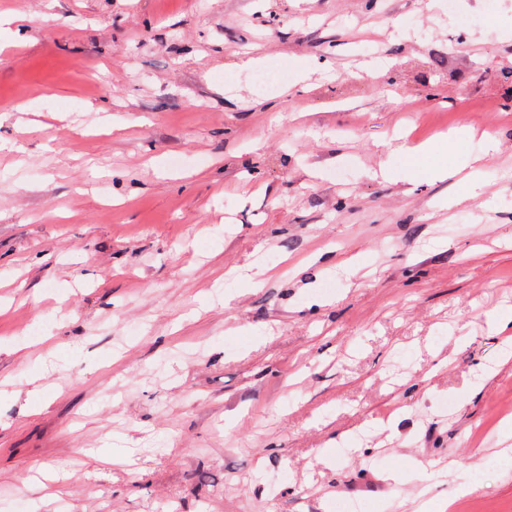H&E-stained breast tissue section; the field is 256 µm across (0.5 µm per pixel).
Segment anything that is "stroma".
<instances>
[{
  "instance_id": "stroma-1",
  "label": "stroma",
  "mask_w": 512,
  "mask_h": 512,
  "mask_svg": "<svg viewBox=\"0 0 512 512\" xmlns=\"http://www.w3.org/2000/svg\"><path fill=\"white\" fill-rule=\"evenodd\" d=\"M1 14L0 512H512V0ZM498 147V141L494 137H490L486 141V149L483 153L478 154H466L460 156L453 161L448 163L442 161L435 164L431 169V174L436 180L444 181L446 179L454 177L457 173L464 169H470L471 175L475 177L481 174V169L484 163V156L490 151H494Z\"/></svg>"
}]
</instances>
